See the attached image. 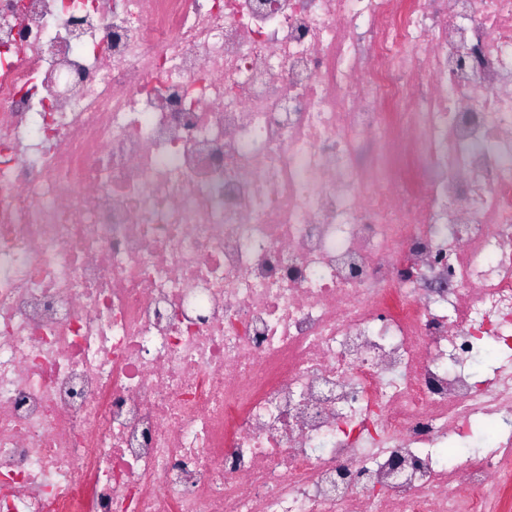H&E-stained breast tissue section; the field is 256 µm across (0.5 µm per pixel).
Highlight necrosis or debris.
<instances>
[{
	"label": "necrosis or debris",
	"instance_id": "necrosis-or-debris-1",
	"mask_svg": "<svg viewBox=\"0 0 512 512\" xmlns=\"http://www.w3.org/2000/svg\"><path fill=\"white\" fill-rule=\"evenodd\" d=\"M511 462L512 0H0V512H494Z\"/></svg>",
	"mask_w": 512,
	"mask_h": 512
}]
</instances>
